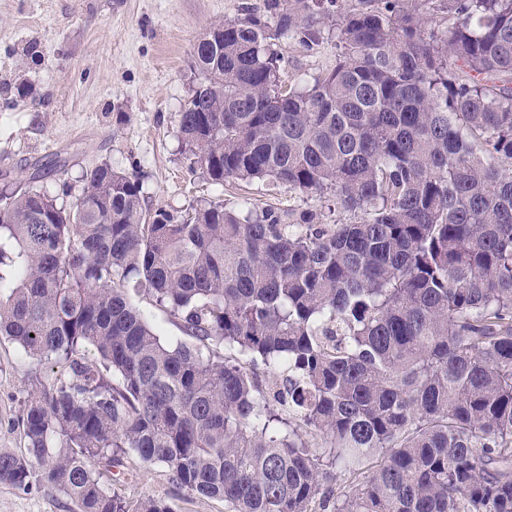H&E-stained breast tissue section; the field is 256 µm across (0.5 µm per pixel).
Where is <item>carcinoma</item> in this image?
<instances>
[{
  "mask_svg": "<svg viewBox=\"0 0 512 512\" xmlns=\"http://www.w3.org/2000/svg\"><path fill=\"white\" fill-rule=\"evenodd\" d=\"M348 2L210 24L177 119L190 170L320 207L148 210L107 163L0 192V336L59 368L0 483L173 512L100 482L133 452L227 512H512V0ZM284 39L335 62L287 83ZM130 302L138 307L147 320L157 329L165 341L176 342L183 333L171 322L165 310L156 305L150 295L144 290L132 291L129 295Z\"/></svg>",
  "mask_w": 512,
  "mask_h": 512,
  "instance_id": "carcinoma-1",
  "label": "carcinoma"
}]
</instances>
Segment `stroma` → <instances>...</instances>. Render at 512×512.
<instances>
[{"mask_svg": "<svg viewBox=\"0 0 512 512\" xmlns=\"http://www.w3.org/2000/svg\"><path fill=\"white\" fill-rule=\"evenodd\" d=\"M247 5L260 8L264 0H0V190L23 187L39 166L69 205L82 171L107 162L138 175L151 210L200 201L310 207L284 187L212 184L182 155L177 114L196 83L192 44L211 22L237 17ZM279 50L292 80L334 61L327 44L309 53L284 40ZM24 83L32 94H19ZM49 373L0 336V450H22L23 398ZM100 477L125 499H162L174 512H225L223 500L176 490L165 465L132 453ZM0 512H74V505L56 491L0 483Z\"/></svg>", "mask_w": 512, "mask_h": 512, "instance_id": "stroma-1", "label": "stroma"}]
</instances>
